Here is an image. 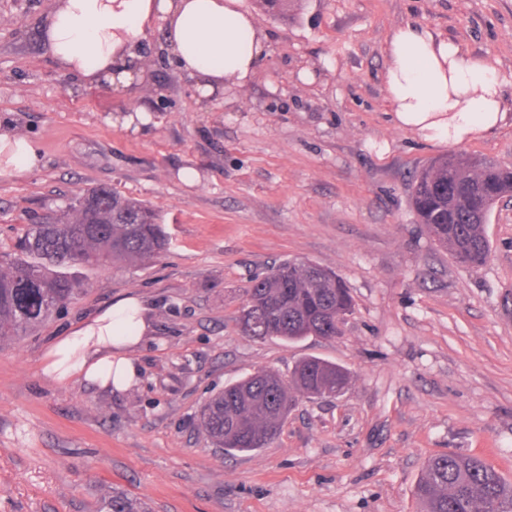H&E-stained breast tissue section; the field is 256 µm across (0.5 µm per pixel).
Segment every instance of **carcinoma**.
Masks as SVG:
<instances>
[{
  "instance_id": "cac0c4a2",
  "label": "carcinoma",
  "mask_w": 512,
  "mask_h": 512,
  "mask_svg": "<svg viewBox=\"0 0 512 512\" xmlns=\"http://www.w3.org/2000/svg\"><path fill=\"white\" fill-rule=\"evenodd\" d=\"M106 194L107 201L90 211L76 201L66 219L32 225L17 252L0 256V342L35 330L85 291L87 282L66 268L147 262L166 249L168 237L149 205L116 190ZM505 196H512V168L452 154L419 172L411 200L433 240L475 267L489 256L485 224ZM247 307V335L296 342L336 335V320L352 311L353 301L334 272L288 261L252 281ZM348 382L344 368L315 357L300 361L287 380L255 372L211 396L201 407L199 425L213 446L249 453L277 437L297 397L338 396ZM415 496L422 512H512V482L472 455L431 457ZM99 512L146 510L114 492Z\"/></svg>"
}]
</instances>
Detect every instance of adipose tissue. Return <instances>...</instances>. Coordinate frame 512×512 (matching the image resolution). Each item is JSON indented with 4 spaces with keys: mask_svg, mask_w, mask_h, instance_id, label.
Here are the masks:
<instances>
[{
    "mask_svg": "<svg viewBox=\"0 0 512 512\" xmlns=\"http://www.w3.org/2000/svg\"><path fill=\"white\" fill-rule=\"evenodd\" d=\"M157 27L169 62L206 95L228 82L245 85L265 50L242 0H57L43 40L62 73L120 90L143 80L141 51ZM388 55L386 93L400 127L459 144L505 120L498 75L455 44L408 24L393 31ZM39 161L28 139L0 127V175L25 174ZM151 331L146 306L121 298L58 338L45 370L59 381L77 377L101 389L126 390L139 375L132 354Z\"/></svg>",
    "mask_w": 512,
    "mask_h": 512,
    "instance_id": "1",
    "label": "adipose tissue"
}]
</instances>
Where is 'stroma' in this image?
<instances>
[{
  "instance_id": "1",
  "label": "stroma",
  "mask_w": 512,
  "mask_h": 512,
  "mask_svg": "<svg viewBox=\"0 0 512 512\" xmlns=\"http://www.w3.org/2000/svg\"><path fill=\"white\" fill-rule=\"evenodd\" d=\"M54 0H0V121L41 164L0 176V252L91 187L143 200L169 235L157 258L85 270L87 291L0 343V512H98L121 491L151 512H419L428 458H482L512 480V200L485 226L483 266L420 224L416 173L466 153L512 167V0H243L266 36L247 84L201 97L145 42L123 91L64 75L42 38ZM413 24L505 78L494 132L438 145L397 126L387 44ZM293 260L332 269L354 309L341 335H246L252 278ZM154 332L124 393L54 380L57 337L116 299ZM347 369L338 396L299 399L266 448L230 457L198 430L203 401L306 357Z\"/></svg>"
}]
</instances>
